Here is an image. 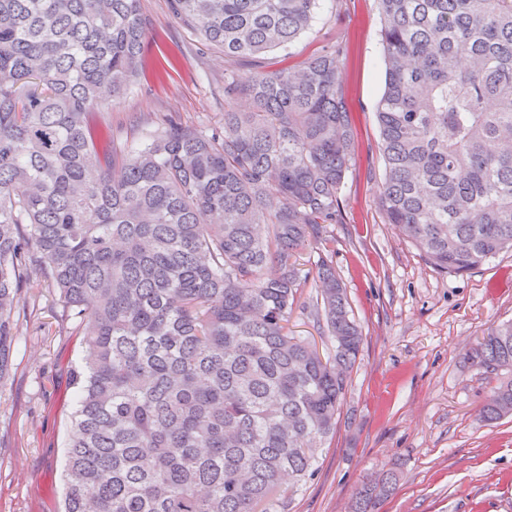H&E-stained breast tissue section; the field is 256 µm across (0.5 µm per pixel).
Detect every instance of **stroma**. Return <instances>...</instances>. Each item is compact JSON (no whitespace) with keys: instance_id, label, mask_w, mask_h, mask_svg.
I'll use <instances>...</instances> for the list:
<instances>
[{"instance_id":"1","label":"stroma","mask_w":512,"mask_h":512,"mask_svg":"<svg viewBox=\"0 0 512 512\" xmlns=\"http://www.w3.org/2000/svg\"><path fill=\"white\" fill-rule=\"evenodd\" d=\"M149 35L144 70L127 94L93 110L100 143L145 140L173 115L197 126L224 120V72L301 67L344 40L346 96L354 133L351 166L334 224L332 265L363 341L329 445L288 512H351L364 483L398 475L379 512H512V417L480 410L500 374L467 352L512 320V252L464 274L434 269L378 202L383 162L376 103L384 65L377 0L324 7L288 54L228 61L173 16L169 0H140ZM15 316L13 369L0 390V512H60L65 441L76 408L85 327L67 317L58 292L31 280Z\"/></svg>"}]
</instances>
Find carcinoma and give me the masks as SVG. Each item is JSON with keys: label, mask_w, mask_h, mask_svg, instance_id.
<instances>
[{"label": "carcinoma", "mask_w": 512, "mask_h": 512, "mask_svg": "<svg viewBox=\"0 0 512 512\" xmlns=\"http://www.w3.org/2000/svg\"><path fill=\"white\" fill-rule=\"evenodd\" d=\"M323 0H170L227 60L285 50ZM379 205L435 269L512 251V0H377ZM140 0H0V386L45 277L86 326L60 512H280L336 431L361 344L320 245L353 131L346 43L297 71H224V125L169 119L121 175L92 108L140 76ZM319 282L303 300L308 274ZM310 310L328 339L288 327ZM468 359L512 372V321ZM512 416V378L481 409ZM363 487L354 512H377Z\"/></svg>", "instance_id": "cac0c4a2"}]
</instances>
